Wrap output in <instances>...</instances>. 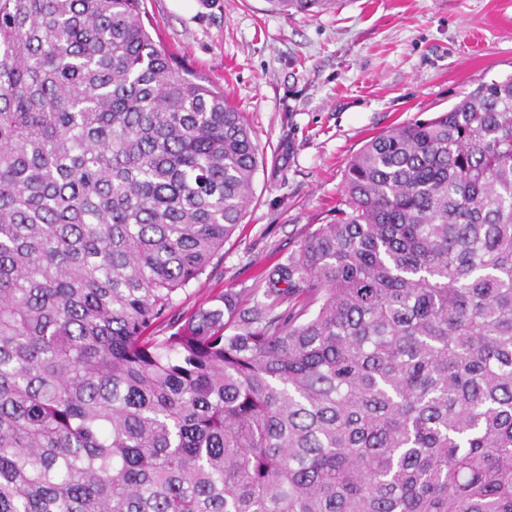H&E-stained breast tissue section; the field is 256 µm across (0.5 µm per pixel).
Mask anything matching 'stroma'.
<instances>
[{
	"mask_svg": "<svg viewBox=\"0 0 512 512\" xmlns=\"http://www.w3.org/2000/svg\"><path fill=\"white\" fill-rule=\"evenodd\" d=\"M142 8L177 60L243 112L262 158L253 208L181 294L184 310L223 290L254 305L261 272L341 206L368 140L512 75V0H339L316 16L279 14L267 0Z\"/></svg>",
	"mask_w": 512,
	"mask_h": 512,
	"instance_id": "35a3bbf8",
	"label": "stroma"
}]
</instances>
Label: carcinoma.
Here are the masks:
<instances>
[{
  "mask_svg": "<svg viewBox=\"0 0 512 512\" xmlns=\"http://www.w3.org/2000/svg\"><path fill=\"white\" fill-rule=\"evenodd\" d=\"M259 164L140 0H0V512H512V76L178 311Z\"/></svg>",
  "mask_w": 512,
  "mask_h": 512,
  "instance_id": "cac0c4a2",
  "label": "carcinoma"
}]
</instances>
